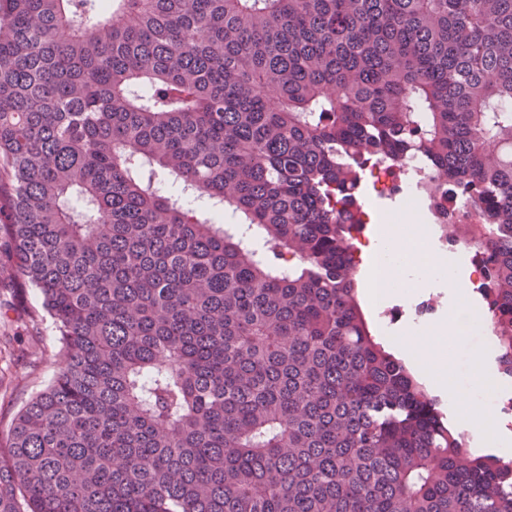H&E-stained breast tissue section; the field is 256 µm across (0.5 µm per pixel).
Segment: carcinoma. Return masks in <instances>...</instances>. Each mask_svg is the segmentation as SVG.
<instances>
[{
  "mask_svg": "<svg viewBox=\"0 0 512 512\" xmlns=\"http://www.w3.org/2000/svg\"><path fill=\"white\" fill-rule=\"evenodd\" d=\"M416 153L512 374V0H0V238L59 346L0 512H512L358 298L348 208ZM417 206L424 214V224H470L477 220V213L467 209L457 198L437 202L430 195L414 194L409 207Z\"/></svg>",
  "mask_w": 512,
  "mask_h": 512,
  "instance_id": "1",
  "label": "carcinoma"
}]
</instances>
